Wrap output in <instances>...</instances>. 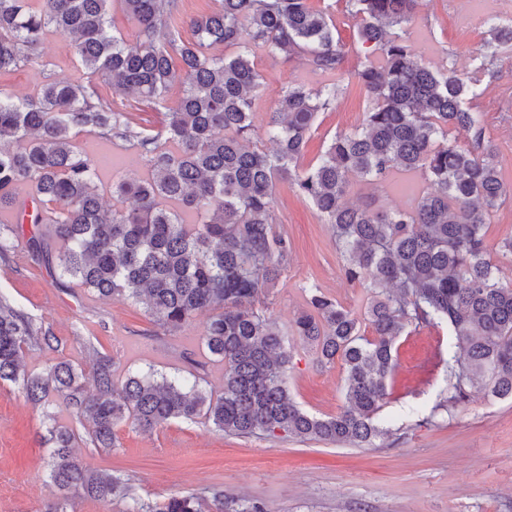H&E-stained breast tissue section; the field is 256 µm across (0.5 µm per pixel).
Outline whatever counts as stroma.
I'll return each mask as SVG.
<instances>
[{
    "instance_id": "1",
    "label": "stroma",
    "mask_w": 512,
    "mask_h": 512,
    "mask_svg": "<svg viewBox=\"0 0 512 512\" xmlns=\"http://www.w3.org/2000/svg\"><path fill=\"white\" fill-rule=\"evenodd\" d=\"M429 0L408 25L413 50L430 66L453 62L472 67L488 39L485 16L512 18V0ZM46 73L71 80L82 71L64 38L48 37L42 46ZM255 68L264 88L253 108L256 133H263L280 90L322 76L306 61H283L258 54ZM368 98L350 83L334 108L321 113L302 158L309 164L339 132L358 127ZM484 135L498 150L505 182L512 183V51L496 61V76L479 101ZM427 184L421 174H396L378 186L354 185L350 200L379 210L407 208ZM277 233L288 243V257L274 288L258 305L285 330L290 355L286 386L300 407L318 417L335 415L344 404L342 363L323 365L289 328L306 309L310 286H317L355 313L369 300L364 288L349 283L333 230L312 205L288 185L276 187ZM0 296L55 336V349L32 344L26 368L41 372L54 358L92 371L100 358L113 362L116 378L153 368L170 376L204 378L220 394L224 363L204 345L207 313L196 314L177 331L157 326L143 304L103 298L76 281L60 277L51 264L19 244L0 261ZM391 394L378 413L390 434L371 448L346 443L300 442L292 438L237 437L217 431L204 418L174 419L150 432L130 424L116 429L117 443L91 442L88 423L60 398L36 405L17 385L0 383V512H46L60 497L49 476L50 430L59 424L76 435L75 451L89 467L128 482L125 499L73 498L67 512H128L134 499L156 501L194 494L212 501L260 504L265 512H512V399L473 391L450 408L448 360L455 351L446 326L407 328L396 341Z\"/></svg>"
}]
</instances>
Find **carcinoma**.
I'll use <instances>...</instances> for the list:
<instances>
[{
	"instance_id": "obj_1",
	"label": "carcinoma",
	"mask_w": 512,
	"mask_h": 512,
	"mask_svg": "<svg viewBox=\"0 0 512 512\" xmlns=\"http://www.w3.org/2000/svg\"><path fill=\"white\" fill-rule=\"evenodd\" d=\"M111 2L0 0V73L44 74L40 48L56 35L68 39L86 74L82 82L43 80L20 98L0 91V210L26 211L16 190L30 186L29 223L51 225L62 249L52 254L38 232L29 248L102 297L143 302L166 329L211 312L204 341L224 361V390L215 397L196 376L153 369L127 376L118 388L106 358L96 364L93 395L85 394L83 370L66 360L30 374L26 347L39 340L49 347L55 337L2 297L0 382L20 385L35 404L63 398L89 420L101 448L115 446L122 423L151 431L201 415L227 435L366 448L386 435L375 415L388 395L396 337L445 323L458 348L448 364L446 402H464L479 385L512 398V286L499 282L486 244L487 219L512 196V185L502 180L475 107L498 56L512 48V22L488 19L485 50L461 76L426 67L407 44L403 26L423 0H345L360 41L371 48L348 73L333 17L309 0H218L211 14L189 21L188 40L175 30L181 0H121L137 30L133 44L113 32ZM215 45L232 52L213 55ZM258 51L286 61L304 57L313 72L336 75L317 87L282 89L265 128L271 152L253 128L262 90ZM350 78L370 99L361 125L301 166L318 115ZM100 81L149 104L166 100L175 84L182 91L154 134L104 100ZM455 126L472 134L471 144L448 141ZM84 131L120 140L143 160L148 176L112 184V197L131 205L110 212L102 206L101 163L76 143ZM394 171L421 173L429 190L408 209L373 212L349 202L353 181L378 184ZM279 182L333 227L346 279L370 294L359 317L312 288L309 309L294 321L295 335L321 363L339 358L345 366L346 405L326 418L303 412L288 393L283 333L255 306L288 256L273 228ZM22 236L23 224L0 225V261ZM74 440L65 427L53 431L50 478L64 499L128 497L127 483L75 456ZM132 512H224V499L214 495L207 511L194 496L135 499Z\"/></svg>"
}]
</instances>
